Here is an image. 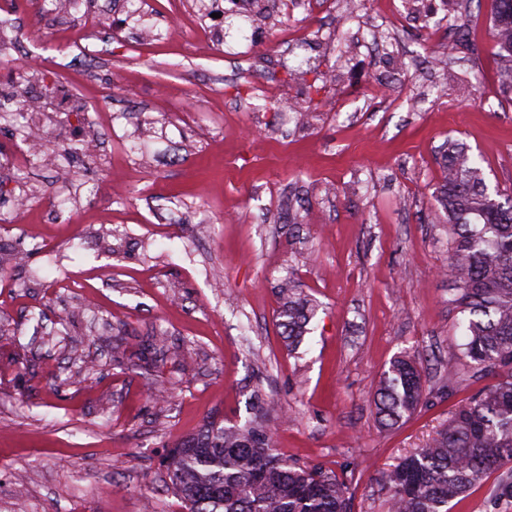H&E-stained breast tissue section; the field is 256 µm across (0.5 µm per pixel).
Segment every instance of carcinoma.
<instances>
[{
    "label": "carcinoma",
    "instance_id": "obj_1",
    "mask_svg": "<svg viewBox=\"0 0 512 512\" xmlns=\"http://www.w3.org/2000/svg\"><path fill=\"white\" fill-rule=\"evenodd\" d=\"M492 37L512 88V0H491ZM437 203L448 223L450 303L465 314L460 356L493 383L459 406L435 435L382 475L389 512H451L489 475L496 500L512 499V193H491L468 151L441 150ZM279 327L288 347L302 342L317 306L288 277L279 289ZM144 364L160 351L137 343ZM427 403L420 358L395 357L377 383L376 420L390 429ZM261 402L244 423L212 420L164 461L166 488L184 512H350L349 487L335 472L279 452Z\"/></svg>",
    "mask_w": 512,
    "mask_h": 512
}]
</instances>
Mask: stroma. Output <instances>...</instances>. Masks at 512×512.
<instances>
[{"label": "stroma", "mask_w": 512, "mask_h": 512, "mask_svg": "<svg viewBox=\"0 0 512 512\" xmlns=\"http://www.w3.org/2000/svg\"><path fill=\"white\" fill-rule=\"evenodd\" d=\"M394 2L395 29L385 0L354 19L345 0H82L61 25L50 0H15L0 86L23 64L86 109L49 117L19 172L27 121L0 119V212L26 202L0 224V512H182L163 460L209 417H249L256 390L284 413L280 452L342 475L351 512H388L380 473L485 385L448 380L464 329L440 147L457 140L512 192L489 0ZM92 18L90 62L73 46ZM299 56L317 69L293 86L283 64ZM90 137L102 149L87 158ZM288 276L318 304L292 351L277 318ZM147 336L163 344L151 370ZM413 352L427 403L381 429L376 382ZM81 362L89 379L70 383Z\"/></svg>", "instance_id": "stroma-1"}]
</instances>
